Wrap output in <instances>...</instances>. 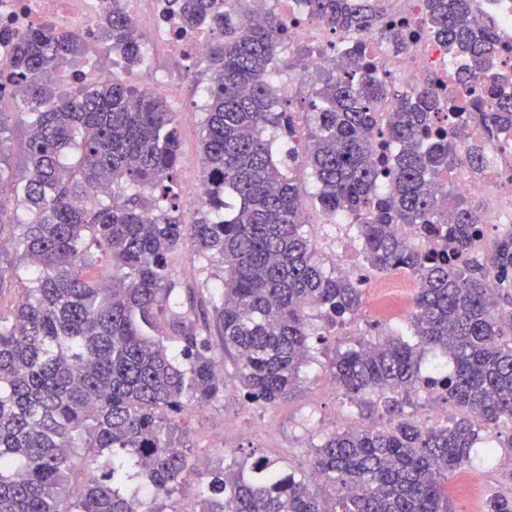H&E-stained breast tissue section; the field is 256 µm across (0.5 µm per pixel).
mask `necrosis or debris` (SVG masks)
Returning <instances> with one entry per match:
<instances>
[{"label":"necrosis or debris","instance_id":"4bbe7bcc","mask_svg":"<svg viewBox=\"0 0 512 512\" xmlns=\"http://www.w3.org/2000/svg\"><path fill=\"white\" fill-rule=\"evenodd\" d=\"M272 1L278 4L288 27L289 48L303 53L297 76L283 81V92H290L298 82L315 84L322 70L339 67L347 51L362 45L375 62L377 77L391 80L407 91L429 87L442 102L461 103L464 93L448 67L447 52L423 30L422 0H363L370 6L383 4L378 23L336 30L310 16L306 0H257L256 16H263ZM121 2L135 29L147 30L150 48L167 60L166 73L151 76L152 90L171 101H179L185 71L193 65H207L211 31L205 27L181 30L176 18L170 15L168 0ZM111 6L112 0H0V60L9 59L16 36L45 24L86 40L95 38L94 21ZM475 17L493 20L502 47L501 64L512 69V0H477ZM392 24L402 25L404 30L402 43L397 47L380 34L381 26ZM459 122L466 128V142L485 144L487 162L481 170L462 168L452 174L458 195L490 199L491 204L484 211L485 223H511L512 149H501L471 113L462 114Z\"/></svg>","mask_w":512,"mask_h":512}]
</instances>
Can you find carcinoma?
Masks as SVG:
<instances>
[{
  "label": "carcinoma",
  "mask_w": 512,
  "mask_h": 512,
  "mask_svg": "<svg viewBox=\"0 0 512 512\" xmlns=\"http://www.w3.org/2000/svg\"><path fill=\"white\" fill-rule=\"evenodd\" d=\"M244 0H178L182 28L211 27L216 75L202 120L200 153L208 207L186 223L177 180L180 115L148 86L109 79L63 97L58 70L84 40L45 27L18 38L0 68L22 86L31 132L26 174L0 153V512H147L140 491L121 492L123 465L104 474V450L136 459L155 498L194 472L181 422L224 394L217 332L237 386L265 405L300 389L310 339L339 336L360 309V279L325 267L308 234L296 179L276 162L270 130L288 154L293 125L269 76L288 40L280 18L253 20ZM331 27L372 22L354 0H307ZM476 0H423L425 30L448 48L492 134L512 145V94L497 72L498 40L471 16ZM112 50L136 63L144 38L125 10L97 18ZM359 46L327 69L311 100L302 150L323 216L344 212L369 272L402 271L417 284L410 334L368 324L339 350L337 389L389 427L334 430L314 447L321 486L258 460L253 475L220 471L190 512H452L448 474L469 463L481 433L512 426V225L490 255L477 249L487 225L468 200L435 180L465 161L479 170L484 145L460 152L464 131L436 125L431 89L401 93L372 74ZM396 103L387 125L377 106ZM94 196L96 204L78 202ZM407 225L424 244L397 233ZM221 268L217 299L177 271L184 240ZM440 349L451 373L422 353ZM463 412L453 425L403 412L413 393ZM484 512H512V495L490 494Z\"/></svg>",
  "instance_id": "carcinoma-1"
}]
</instances>
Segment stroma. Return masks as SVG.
I'll return each instance as SVG.
<instances>
[{
  "label": "stroma",
  "instance_id": "1",
  "mask_svg": "<svg viewBox=\"0 0 512 512\" xmlns=\"http://www.w3.org/2000/svg\"><path fill=\"white\" fill-rule=\"evenodd\" d=\"M201 117L180 124V156L177 176L181 185L201 178ZM335 339L317 343L315 359L302 370V390L274 405L259 406L247 399L233 381V365L224 361V395L210 406L189 413L184 425L193 445L194 458L210 466L237 464L250 471L259 459L275 467L313 478L310 454L325 433L360 423L356 407L346 402L336 387L332 362ZM499 461L486 464L474 459L448 478V496L455 512H483L488 490L512 492L501 461L511 455L506 444L512 428L499 427Z\"/></svg>",
  "mask_w": 512,
  "mask_h": 512
}]
</instances>
